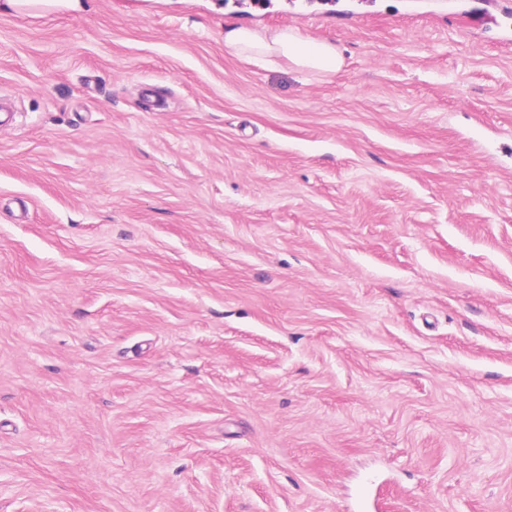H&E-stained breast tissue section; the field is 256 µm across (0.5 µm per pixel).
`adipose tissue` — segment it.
Here are the masks:
<instances>
[{
    "label": "adipose tissue",
    "mask_w": 512,
    "mask_h": 512,
    "mask_svg": "<svg viewBox=\"0 0 512 512\" xmlns=\"http://www.w3.org/2000/svg\"><path fill=\"white\" fill-rule=\"evenodd\" d=\"M224 46L237 55L258 58L273 65L285 60L316 74L338 72L343 64L334 44L309 43L297 30L288 27L256 31L231 24L224 29Z\"/></svg>",
    "instance_id": "obj_1"
}]
</instances>
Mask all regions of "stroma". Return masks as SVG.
I'll return each mask as SVG.
<instances>
[{
	"mask_svg": "<svg viewBox=\"0 0 512 512\" xmlns=\"http://www.w3.org/2000/svg\"><path fill=\"white\" fill-rule=\"evenodd\" d=\"M86 2L0 16V512H512V15ZM224 47L236 55L258 58L273 65L286 60L316 74L336 73L343 64L334 44H310L297 30L288 27L256 31L231 24L224 27Z\"/></svg>",
	"mask_w": 512,
	"mask_h": 512,
	"instance_id": "stroma-1",
	"label": "stroma"
}]
</instances>
